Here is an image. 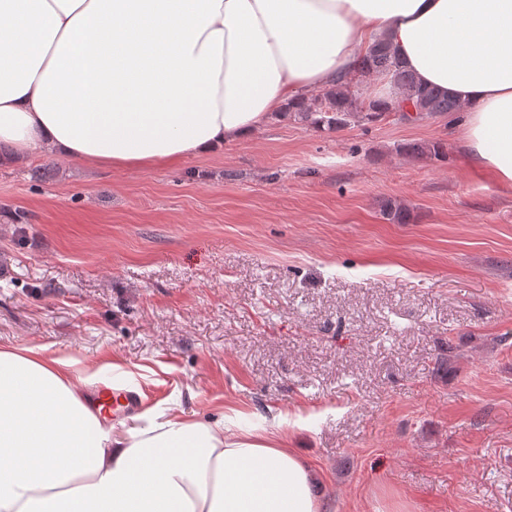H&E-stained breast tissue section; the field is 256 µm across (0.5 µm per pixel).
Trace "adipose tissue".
Masks as SVG:
<instances>
[{
    "mask_svg": "<svg viewBox=\"0 0 512 512\" xmlns=\"http://www.w3.org/2000/svg\"><path fill=\"white\" fill-rule=\"evenodd\" d=\"M378 38L512 186V0H0V142L171 166L256 132ZM67 361L0 350V512H327L292 449L158 406L108 423Z\"/></svg>",
    "mask_w": 512,
    "mask_h": 512,
    "instance_id": "ef3b65f1",
    "label": "adipose tissue"
}]
</instances>
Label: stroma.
Instances as JSON below:
<instances>
[{
	"label": "stroma",
	"mask_w": 512,
	"mask_h": 512,
	"mask_svg": "<svg viewBox=\"0 0 512 512\" xmlns=\"http://www.w3.org/2000/svg\"><path fill=\"white\" fill-rule=\"evenodd\" d=\"M461 120L273 115L175 167L0 159V349L266 429L329 512H512V187ZM400 154L414 157L439 159L444 157L443 147L439 143L410 142L397 146Z\"/></svg>",
	"instance_id": "35a3bbf8"
}]
</instances>
